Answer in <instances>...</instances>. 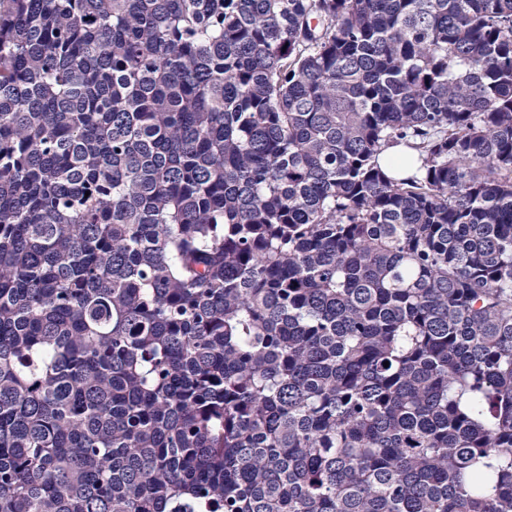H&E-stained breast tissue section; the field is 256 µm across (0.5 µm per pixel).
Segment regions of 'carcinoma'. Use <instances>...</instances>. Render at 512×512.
Here are the masks:
<instances>
[{"instance_id":"cac0c4a2","label":"carcinoma","mask_w":512,"mask_h":512,"mask_svg":"<svg viewBox=\"0 0 512 512\" xmlns=\"http://www.w3.org/2000/svg\"><path fill=\"white\" fill-rule=\"evenodd\" d=\"M0 512H512V0H0Z\"/></svg>"}]
</instances>
